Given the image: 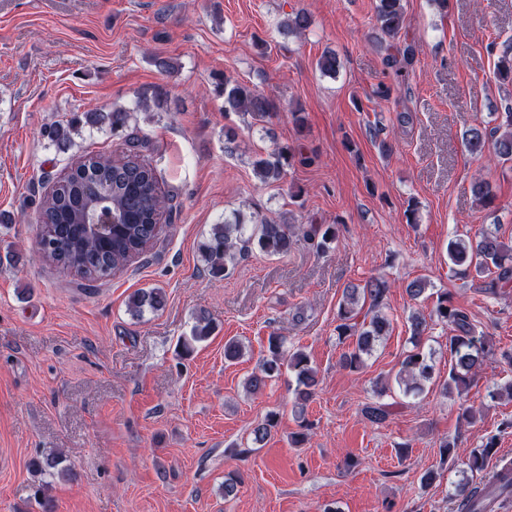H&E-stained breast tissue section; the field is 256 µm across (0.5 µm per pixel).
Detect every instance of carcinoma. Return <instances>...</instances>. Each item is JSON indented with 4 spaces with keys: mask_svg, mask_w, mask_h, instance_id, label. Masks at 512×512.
<instances>
[{
    "mask_svg": "<svg viewBox=\"0 0 512 512\" xmlns=\"http://www.w3.org/2000/svg\"><path fill=\"white\" fill-rule=\"evenodd\" d=\"M376 21L381 31L393 43L386 47L384 65L394 81L401 80L416 62L413 43L398 42L406 17L402 0H378ZM310 26L309 15L297 11L287 16L280 27L302 33ZM494 77L504 90L512 88V44L499 50L494 65ZM220 93L224 96V112H234L250 118V125L267 122L278 111L276 101L237 81L224 79ZM87 119L93 123L105 120L112 130L127 127L129 113L114 109L104 115L91 113ZM499 123L492 128L474 127L464 134L468 151L476 156L487 152L504 160H512V107L498 115ZM75 122H56L49 127L48 136L59 145L67 144L74 131ZM126 152L118 156L85 154L71 164L74 174L61 180L56 188L39 199L37 210L44 225L45 235L37 242L44 259L58 267L72 270L88 282H97L125 268L136 257L144 254L158 238L160 220H172L173 198L166 195L159 184L153 167L141 159L144 140L131 136ZM295 154L288 146H280L267 156L253 161L254 170L261 183L267 185L281 180L285 166L292 164ZM95 183L106 190L110 206L127 213L131 223L112 229L108 240L86 234L78 217L98 203L90 190ZM337 224H309L295 230L288 222H274L264 218L247 227L236 215L234 220L214 224L208 241L203 245L206 270L214 277H229L235 269L237 258L248 255L252 247L269 255H286L301 235L324 251L339 237ZM448 260L451 269L461 279L480 278L477 292L487 298H497L512 288V246L506 245L497 234L482 231L473 238H455L448 242ZM389 290L387 281L375 278L364 286L348 285L343 289L338 304L336 325L337 340L348 344L340 356V365L357 371L378 342L391 329L389 318L382 313ZM165 305V294L158 289L139 290L130 296L128 307L141 315L145 310L158 311ZM437 321L448 326V351L451 356L448 378L442 383L444 393H457L461 418L472 424L477 412L468 404L464 393L475 380L484 362L496 356L492 341L479 329L476 320L465 309L453 304L448 293L438 296L434 310ZM427 324L423 317L414 315L410 320L412 348L405 352L395 381L406 396L418 397L433 379L432 353L425 350L423 340ZM212 332L211 321L204 313L195 316L191 334L180 341L181 353L190 355L195 344L206 341ZM286 337L272 332L267 339V351L246 381L249 392L266 387L268 381L279 377L287 369L295 374L294 407L300 419V431L291 438L299 446L307 440L310 424L304 420L306 404L315 393L317 372L310 366L308 356L301 350L292 353L284 349ZM394 404L373 403L363 408L364 417L373 424H383L393 414ZM276 426V414L270 413L256 423L251 432L252 440L261 444ZM496 438L490 437L479 448L470 452L466 466L471 476L481 480L479 485L459 486L454 503L456 512H485L483 493L497 497L512 495V461H503L491 473L488 461L494 454ZM62 458L48 454L33 460L32 468L39 475H67L69 469L61 466Z\"/></svg>",
    "mask_w": 512,
    "mask_h": 512,
    "instance_id": "carcinoma-1",
    "label": "carcinoma"
}]
</instances>
